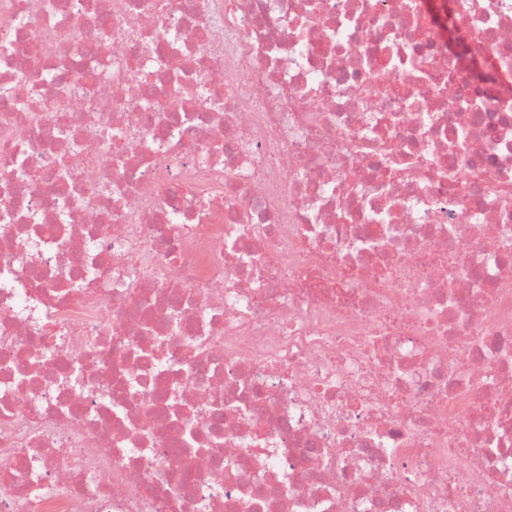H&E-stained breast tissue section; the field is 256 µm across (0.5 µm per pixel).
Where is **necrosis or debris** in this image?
Returning <instances> with one entry per match:
<instances>
[{
	"mask_svg": "<svg viewBox=\"0 0 512 512\" xmlns=\"http://www.w3.org/2000/svg\"><path fill=\"white\" fill-rule=\"evenodd\" d=\"M431 2L0 0V512H512V82Z\"/></svg>",
	"mask_w": 512,
	"mask_h": 512,
	"instance_id": "necrosis-or-debris-1",
	"label": "necrosis or debris"
}]
</instances>
